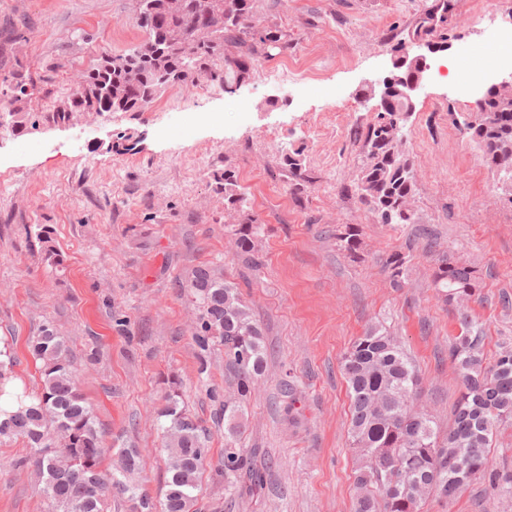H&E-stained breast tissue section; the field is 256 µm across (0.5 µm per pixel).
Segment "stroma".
I'll use <instances>...</instances> for the list:
<instances>
[{
	"instance_id": "35a3bbf8",
	"label": "stroma",
	"mask_w": 512,
	"mask_h": 512,
	"mask_svg": "<svg viewBox=\"0 0 512 512\" xmlns=\"http://www.w3.org/2000/svg\"><path fill=\"white\" fill-rule=\"evenodd\" d=\"M491 0H256L257 13L288 34L285 53L264 60L305 71V92L253 73L235 91L204 95L172 87L141 112L49 118L80 73L104 53L145 38L133 0H0V33L23 32L16 51L35 91L23 124L0 99V349L11 348L17 386L40 388L27 340L44 324L69 341L72 367L105 447L140 448L145 469L132 481L163 497L166 455L157 409L166 381L206 431L209 454L196 512H350L354 457L341 358L371 323H383L422 378L421 403L447 429L460 380L448 345L460 327L431 286L439 250L482 277L469 302L486 334L484 353L512 349V188L483 165L459 124L475 94L461 72L512 45H492L483 26L512 27ZM433 15L429 35L413 38ZM440 62L403 125L413 161L416 221L382 223L363 203L357 178L378 98L362 94L393 71L401 46ZM298 150L309 175L296 188L283 163ZM235 171L251 213L265 226L263 267L252 272L226 232L233 218L213 176ZM357 224L360 260L336 248L334 230ZM50 228L67 256L64 275L39 260L37 234ZM413 243L409 281L392 287L381 258ZM220 263L264 335L266 372L244 405L239 447L265 470L262 492L224 490V400L236 395L223 347L199 376L192 329L198 309L185 287L196 266ZM301 395L288 423L279 384ZM22 440L0 444V512H48ZM421 512H512L487 481L453 501L432 497Z\"/></svg>"
}]
</instances>
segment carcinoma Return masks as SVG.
Wrapping results in <instances>:
<instances>
[{
    "label": "carcinoma",
    "instance_id": "1",
    "mask_svg": "<svg viewBox=\"0 0 512 512\" xmlns=\"http://www.w3.org/2000/svg\"><path fill=\"white\" fill-rule=\"evenodd\" d=\"M136 22L147 37L119 55H102L82 75L81 89L69 94L52 119L64 122L75 112H139L174 86L189 88L200 77L229 89L250 77L253 62L288 50V34L277 24H261L256 0H214L208 11L198 0H134ZM15 39L0 42V60L12 63L9 85L11 111L19 114L31 83L24 64L14 53ZM380 118L393 119L407 104L394 89L381 93ZM461 125L474 143L479 160L512 186V96L494 94L462 117ZM288 172L306 181L298 151L288 154ZM224 205L240 220L228 225L240 254L258 272L255 256L262 224L245 209L237 175L231 169L216 177ZM358 190L360 199L384 224H410L406 207L414 191L412 160L401 137L377 122L365 135V160ZM39 258L55 271L66 268L67 257L50 230L38 234ZM336 246L349 258H361L362 230L357 224L336 226ZM411 247L393 251L382 260L392 287L408 278ZM432 285L448 304L457 307L461 332L448 345V358L460 379L459 396L448 433L440 435L431 417L413 410L421 378L412 359L381 325H370L344 353L342 370L350 393V445L358 466L354 478L353 512H420L431 494L454 498L470 482L489 478L492 485L512 494V473L501 474L489 455L500 423L512 419V350L489 361L486 336L474 322L465 302L481 287L478 271L451 256L437 253ZM186 288L199 301L201 314L192 339L199 370L208 369L211 349L224 347V356L237 379L238 401H224V484L237 493L260 491L264 473L253 454L235 446L242 434L240 401L250 394L264 368L262 333L242 303L238 287L224 280L216 266L196 268ZM33 359L41 363V387L16 395V411H0V440L22 439L43 482L50 512H107L112 493L128 495L144 512L154 503L146 492L123 478L140 470L144 456L137 448L119 452L117 477L101 470L105 448L96 419L86 402L68 359L67 339L50 324L28 341ZM178 381H169L159 417L168 453L166 491L161 512H192L207 457L203 428L183 406ZM288 399V419L296 418L300 401L296 386L281 381Z\"/></svg>",
    "mask_w": 512,
    "mask_h": 512
}]
</instances>
